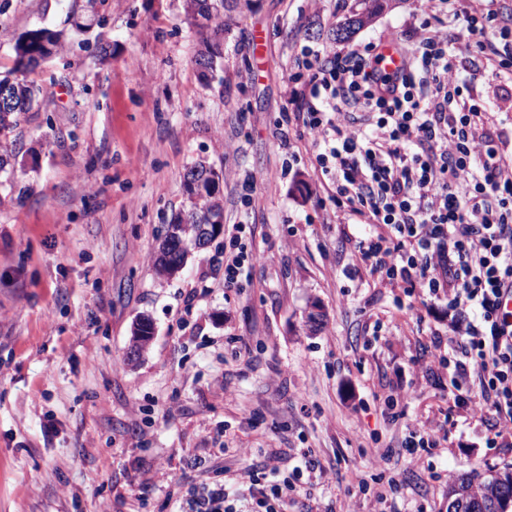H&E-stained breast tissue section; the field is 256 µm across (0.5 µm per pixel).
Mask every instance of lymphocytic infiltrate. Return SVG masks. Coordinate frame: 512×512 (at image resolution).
Listing matches in <instances>:
<instances>
[{"label":"lymphocytic infiltrate","instance_id":"f902f5d3","mask_svg":"<svg viewBox=\"0 0 512 512\" xmlns=\"http://www.w3.org/2000/svg\"><path fill=\"white\" fill-rule=\"evenodd\" d=\"M418 19L398 42L409 55L400 73L385 70L374 43L304 49L285 117L308 132L337 217L368 225L355 248L371 276L446 302L454 334L432 338V372L447 375L457 406L480 419L494 448L512 441V313L500 308V287L512 281V167L457 73L475 55L512 76V6L487 0L463 13L427 0ZM266 467L236 475L237 503L211 482L178 512H277L296 476L320 465L305 458L294 478L263 486Z\"/></svg>","mask_w":512,"mask_h":512}]
</instances>
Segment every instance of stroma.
I'll use <instances>...</instances> for the list:
<instances>
[{
	"instance_id": "obj_1",
	"label": "stroma",
	"mask_w": 512,
	"mask_h": 512,
	"mask_svg": "<svg viewBox=\"0 0 512 512\" xmlns=\"http://www.w3.org/2000/svg\"><path fill=\"white\" fill-rule=\"evenodd\" d=\"M418 7L391 0L340 43L360 0H238L207 80L185 0H0L1 73L28 30L63 44L30 75L43 93L0 187V512H171L265 457L288 475L307 451L321 475L286 512H374L358 481L391 477L388 512H446L450 476L512 466V446L461 425L421 456L399 452L407 423L458 416L422 367L448 314L374 280L353 248L364 228L335 222L307 135L279 126L303 45L396 39ZM459 75L512 127L500 80ZM199 161L260 255L229 292L224 237L175 276L154 265ZM142 316L154 334L133 359ZM396 386L411 396L395 421ZM378 446L390 454L375 466Z\"/></svg>"
}]
</instances>
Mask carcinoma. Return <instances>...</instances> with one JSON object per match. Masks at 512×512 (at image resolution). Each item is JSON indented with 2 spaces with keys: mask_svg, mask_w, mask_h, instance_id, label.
<instances>
[{
  "mask_svg": "<svg viewBox=\"0 0 512 512\" xmlns=\"http://www.w3.org/2000/svg\"><path fill=\"white\" fill-rule=\"evenodd\" d=\"M364 8L357 17L336 30V36L349 35L354 30L369 24L386 6L388 0H362ZM188 12L195 14V21L201 35L203 50L197 56L213 62L221 58V42L224 39V0H189ZM62 48L60 34L46 28H35L19 37L14 46V71L27 73L42 62L59 53ZM9 84L14 93L9 102L0 104V172L6 171L11 161L16 159L17 141L11 134L20 124L22 115L31 111L40 88L26 78L0 76V85ZM188 174L195 177L194 183H185L191 199L190 208L176 214L171 223L195 224L197 218L208 213L223 216L219 181L210 178L214 174L211 167L199 162ZM187 251L162 242L156 258V269L167 268L176 274L184 265ZM512 501V467L502 470L480 472L472 470L458 475L448 485V507L454 512H498L504 503Z\"/></svg>",
  "mask_w": 512,
  "mask_h": 512,
  "instance_id": "1",
  "label": "carcinoma"
}]
</instances>
